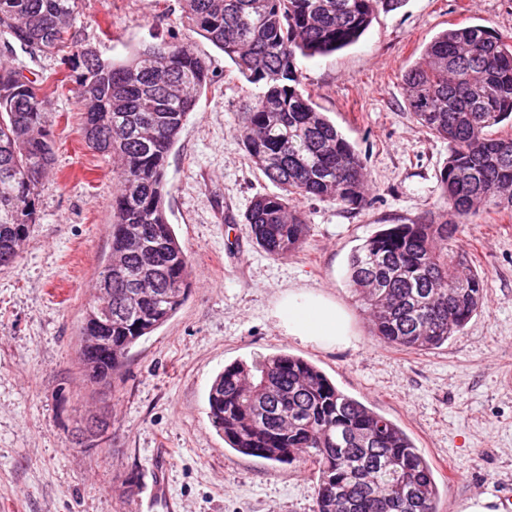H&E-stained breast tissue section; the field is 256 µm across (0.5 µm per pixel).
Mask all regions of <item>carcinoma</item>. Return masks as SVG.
<instances>
[{
    "label": "carcinoma",
    "instance_id": "obj_1",
    "mask_svg": "<svg viewBox=\"0 0 512 512\" xmlns=\"http://www.w3.org/2000/svg\"><path fill=\"white\" fill-rule=\"evenodd\" d=\"M380 4L395 9L401 0H182L188 27L262 85L241 137L280 192L256 197L244 223L272 258L300 249L310 235L301 200L367 205L364 163L316 108L298 62L355 43ZM75 9L76 0H0V35L81 69L73 93L84 140L116 167L111 248L97 272L110 288L112 324L100 327L87 309L80 338L99 336L103 349L93 357L78 351L84 375L107 386L130 347L171 318L189 286V256L164 207L166 168L211 77L205 58L174 41L144 44L120 61L90 59L70 33ZM46 81L0 63V266L16 261L15 247L37 223L39 190L55 163ZM404 84L409 111L448 141L440 206L376 232L352 254L349 281L377 339L428 352L485 304L483 277L456 250L460 225L486 206L512 209V136H492L512 120V37L483 25L445 30ZM208 406L236 452L312 466L313 512H437L433 470L405 431L300 357L225 367Z\"/></svg>",
    "mask_w": 512,
    "mask_h": 512
}]
</instances>
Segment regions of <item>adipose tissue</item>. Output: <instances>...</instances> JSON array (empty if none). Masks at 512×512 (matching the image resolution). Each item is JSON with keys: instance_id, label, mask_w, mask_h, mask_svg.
<instances>
[{"instance_id": "1", "label": "adipose tissue", "mask_w": 512, "mask_h": 512, "mask_svg": "<svg viewBox=\"0 0 512 512\" xmlns=\"http://www.w3.org/2000/svg\"><path fill=\"white\" fill-rule=\"evenodd\" d=\"M273 316L285 336L322 348L349 347L354 331L346 311L318 291L284 292Z\"/></svg>"}]
</instances>
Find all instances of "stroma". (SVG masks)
Masks as SVG:
<instances>
[{
  "mask_svg": "<svg viewBox=\"0 0 512 512\" xmlns=\"http://www.w3.org/2000/svg\"><path fill=\"white\" fill-rule=\"evenodd\" d=\"M473 24L512 35V0H404L378 8L355 44L300 61L318 110L364 162L369 201L355 211L302 202L310 235L274 259L243 222L255 197L277 190L239 135L260 85L190 30L181 0H78L71 33L101 59L174 37L205 57L211 74L166 170L167 219L192 263L188 296L131 347L108 389L82 375L77 350L90 285L111 247L117 175L83 139L68 69L0 46V58L46 75L56 143L40 219L17 261L0 267V512H163L153 482L164 456L167 496L180 512H312V470L241 455L208 418L210 386L226 366L280 352L313 363L406 431L434 471L438 512L512 492V210L483 209L461 226L456 246L483 276L487 306L435 350L378 341L347 278L353 251L381 225L437 206L448 143L408 111L403 76L439 32ZM291 288L342 305L355 345L324 349L284 336L272 312ZM101 416L107 451L75 447L85 422Z\"/></svg>",
  "mask_w": 512,
  "mask_h": 512,
  "instance_id": "stroma-1",
  "label": "stroma"
}]
</instances>
